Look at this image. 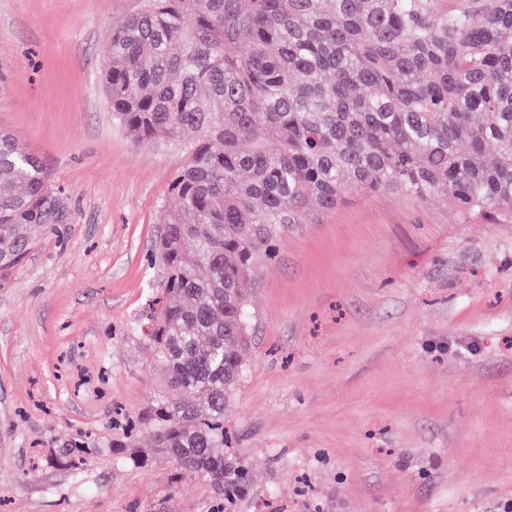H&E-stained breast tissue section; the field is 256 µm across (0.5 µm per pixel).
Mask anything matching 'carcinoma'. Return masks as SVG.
<instances>
[{
    "label": "carcinoma",
    "instance_id": "carcinoma-1",
    "mask_svg": "<svg viewBox=\"0 0 512 512\" xmlns=\"http://www.w3.org/2000/svg\"><path fill=\"white\" fill-rule=\"evenodd\" d=\"M104 89L142 144L196 133L157 243L172 303L139 327L175 394L142 421L180 475L236 512L251 483L224 412L251 346L254 264L287 225L354 190L512 220V0H144L112 30ZM67 212L1 130L0 273ZM107 447L143 462L129 436ZM101 448L82 431L58 461Z\"/></svg>",
    "mask_w": 512,
    "mask_h": 512
}]
</instances>
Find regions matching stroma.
<instances>
[{
    "mask_svg": "<svg viewBox=\"0 0 512 512\" xmlns=\"http://www.w3.org/2000/svg\"><path fill=\"white\" fill-rule=\"evenodd\" d=\"M139 6L0 0V129L68 205L0 276V512H224L143 430L144 465L107 447L49 463L80 431L123 437L164 387L137 325L193 135L144 145L112 117L101 72L113 26ZM249 309L224 416L252 471L242 512L512 506V222L355 192L283 231Z\"/></svg>",
    "mask_w": 512,
    "mask_h": 512,
    "instance_id": "35a3bbf8",
    "label": "stroma"
}]
</instances>
